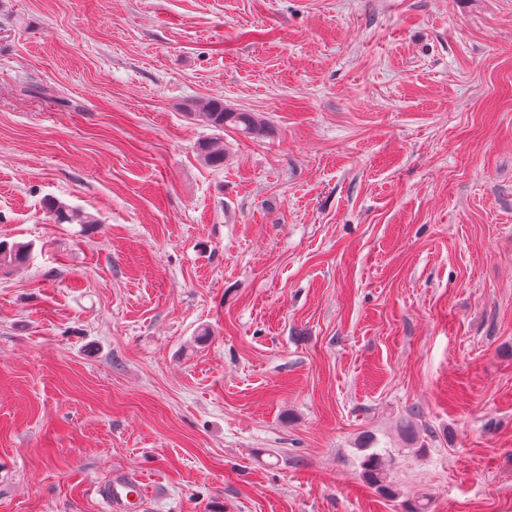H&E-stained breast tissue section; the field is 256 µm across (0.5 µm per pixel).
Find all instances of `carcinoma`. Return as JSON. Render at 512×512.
Masks as SVG:
<instances>
[{"label": "carcinoma", "instance_id": "carcinoma-1", "mask_svg": "<svg viewBox=\"0 0 512 512\" xmlns=\"http://www.w3.org/2000/svg\"><path fill=\"white\" fill-rule=\"evenodd\" d=\"M194 116L198 121L217 131L215 136L199 144L203 160L214 167L224 164V129L232 128L248 138L263 136L267 133L266 123L256 113L226 108L223 102L217 100H210L200 105ZM46 209L56 224L97 223L96 219L82 214L59 200L48 201ZM28 252L29 245L27 244L13 243L10 245L0 242V269L9 268L24 261ZM363 469V477L367 484L384 495H395L387 481L386 462L383 454L373 452L368 455Z\"/></svg>", "mask_w": 512, "mask_h": 512}]
</instances>
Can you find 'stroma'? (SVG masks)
Listing matches in <instances>:
<instances>
[{"instance_id":"obj_1","label":"stroma","mask_w":512,"mask_h":512,"mask_svg":"<svg viewBox=\"0 0 512 512\" xmlns=\"http://www.w3.org/2000/svg\"><path fill=\"white\" fill-rule=\"evenodd\" d=\"M0 240V512H512V0H0ZM192 114L198 121L218 132L199 144L203 160L214 167L224 164V128H232L248 138L267 133L266 123L256 113L226 108L221 101L210 100ZM48 213L57 224H92L96 219L83 215L77 209L59 200H50L46 203ZM29 245L24 243L0 242V269L9 268L25 260ZM363 469V477L367 484L384 495L394 496L395 492L387 481L386 462L383 454L373 452L368 455ZM107 504L122 512H137L143 506L142 492L131 481L116 480L106 490Z\"/></svg>"}]
</instances>
